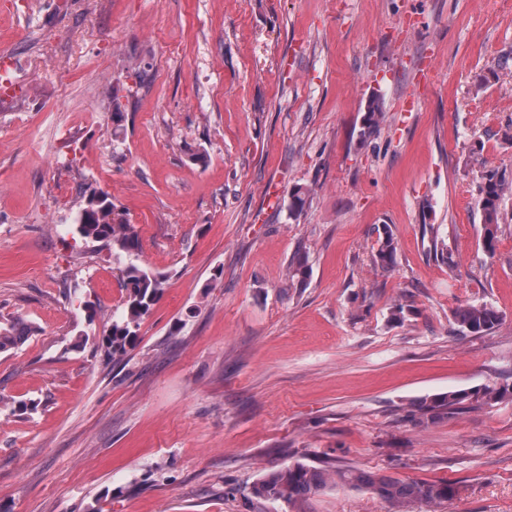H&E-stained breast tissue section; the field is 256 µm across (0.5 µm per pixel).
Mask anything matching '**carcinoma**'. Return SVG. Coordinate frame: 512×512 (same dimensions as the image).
I'll return each mask as SVG.
<instances>
[{
	"instance_id": "1",
	"label": "carcinoma",
	"mask_w": 512,
	"mask_h": 512,
	"mask_svg": "<svg viewBox=\"0 0 512 512\" xmlns=\"http://www.w3.org/2000/svg\"><path fill=\"white\" fill-rule=\"evenodd\" d=\"M384 119L381 97L368 100L364 140L376 136ZM512 191V181L488 171L478 186L476 205L482 217L483 244L487 252H494L499 232L506 225L501 203ZM76 233L87 243H97L112 254L113 260L123 264L120 269L126 290L124 312L120 320L112 322L103 347L112 358L121 357L139 330L141 321L161 298L169 274L141 266L133 261L138 256L139 239L134 225L116 213L111 194L97 189H86L75 218ZM396 246L392 234L383 232L374 263L386 270L393 265ZM288 275L301 283L310 276V267L303 256L293 258ZM454 321L463 333L481 335L498 327L500 312L487 304H468L457 308ZM34 333L32 326L16 319L0 323V353L17 348ZM512 400L509 383L486 385L471 392L451 391L418 403L409 411V417L419 421L434 420L452 415L474 405H488ZM334 485H347L371 491L401 507L410 501L437 504L455 497L458 486L446 480L406 481L391 475L369 472L355 467H339L330 462L321 466L296 463L272 470L253 485L251 494L259 502L283 501L290 505L303 503Z\"/></svg>"
}]
</instances>
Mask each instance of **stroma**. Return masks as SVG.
I'll list each match as a JSON object with an SVG mask.
<instances>
[{
	"instance_id": "35a3bbf8",
	"label": "stroma",
	"mask_w": 512,
	"mask_h": 512,
	"mask_svg": "<svg viewBox=\"0 0 512 512\" xmlns=\"http://www.w3.org/2000/svg\"><path fill=\"white\" fill-rule=\"evenodd\" d=\"M1 56L0 322L35 333L0 353V512H395L347 487L253 501L326 461L461 488L406 512H512V401L404 418L512 383V195L491 254L475 205L485 171L512 179V0H0ZM83 183L171 274L117 359L126 292L72 232ZM465 304L503 321L464 334ZM367 113L364 118V127L360 136L364 141H368L371 137H375L379 132V127L384 119L381 97L374 94L368 100ZM506 400H512L511 383L485 385L471 392L451 391L430 401H422L409 411L408 416L423 422L445 414L449 416L474 405H491Z\"/></svg>"
}]
</instances>
